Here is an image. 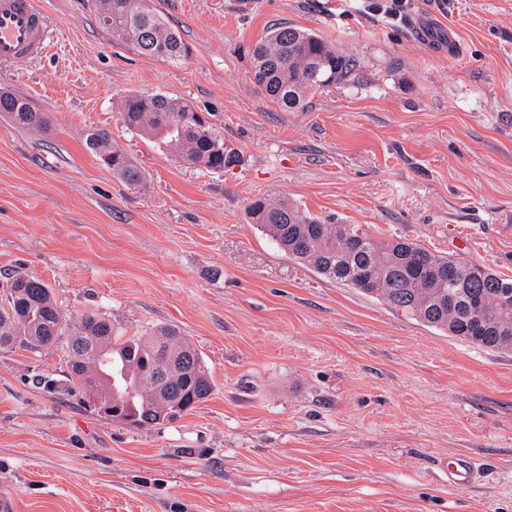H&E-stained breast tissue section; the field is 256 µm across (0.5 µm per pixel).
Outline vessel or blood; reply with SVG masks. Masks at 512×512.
Masks as SVG:
<instances>
[{"label":"vessel or blood","instance_id":"obj_1","mask_svg":"<svg viewBox=\"0 0 512 512\" xmlns=\"http://www.w3.org/2000/svg\"><path fill=\"white\" fill-rule=\"evenodd\" d=\"M50 32L38 0H0V63L19 65L44 54L50 46ZM439 468L450 484L468 486L478 470L471 458L443 460Z\"/></svg>","mask_w":512,"mask_h":512}]
</instances>
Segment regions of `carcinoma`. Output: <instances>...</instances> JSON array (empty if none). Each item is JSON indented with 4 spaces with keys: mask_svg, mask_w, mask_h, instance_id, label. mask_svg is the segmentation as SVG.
Returning <instances> with one entry per match:
<instances>
[{
    "mask_svg": "<svg viewBox=\"0 0 512 512\" xmlns=\"http://www.w3.org/2000/svg\"><path fill=\"white\" fill-rule=\"evenodd\" d=\"M112 23L97 18L112 39L172 64L188 53L180 34L146 0H112ZM258 91L285 111L307 106L315 93L350 77L355 61L321 36L292 25L271 29L250 52ZM0 112L25 127H47L45 113L0 91ZM126 125L207 171L232 169L239 152L212 123L189 116L193 107L162 93L131 94L122 102ZM87 149L131 189L145 185L135 159L93 128ZM251 223L290 257L317 274L382 300L390 308L449 336L490 350L512 351V278L472 261L430 252L410 239L378 241L359 224H330L286 199L259 197ZM65 349L69 385L98 395L94 408L139 426H159L192 410L213 391L201 354L173 325L125 336L108 318L90 314L65 333L51 289L18 274L0 300V349Z\"/></svg>",
    "mask_w": 512,
    "mask_h": 512,
    "instance_id": "1",
    "label": "carcinoma"
}]
</instances>
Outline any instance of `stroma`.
I'll use <instances>...</instances> for the list:
<instances>
[{
    "instance_id": "35a3bbf8",
    "label": "stroma",
    "mask_w": 512,
    "mask_h": 512,
    "mask_svg": "<svg viewBox=\"0 0 512 512\" xmlns=\"http://www.w3.org/2000/svg\"><path fill=\"white\" fill-rule=\"evenodd\" d=\"M39 2L53 48L0 64V88L49 119L0 113V285L42 279L71 327H179L213 392L140 427L61 390V347L0 350V496L17 512H512V352L318 275L247 214L285 197L512 277V0H410L394 19L377 0H153L190 49L179 64L113 43L90 0ZM285 23L356 63L294 112L250 75ZM156 92L211 113L243 165L199 170L128 130L122 100ZM91 127L141 189L86 149ZM458 455L475 484L438 469ZM85 145L112 171V176L130 189H140L145 185L146 173L130 154L112 144L109 131L102 128L88 130ZM438 466L448 478V482L456 486L471 485L478 476L475 462L468 457H456L450 461L447 458L439 461Z\"/></svg>"
}]
</instances>
